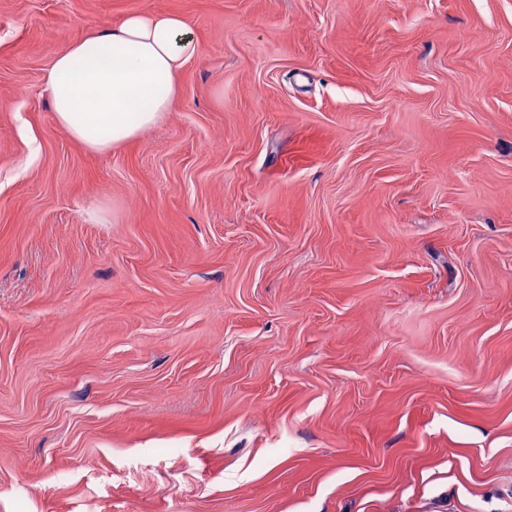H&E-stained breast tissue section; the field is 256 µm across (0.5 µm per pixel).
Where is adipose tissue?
<instances>
[{
	"instance_id": "ef3b65f1",
	"label": "adipose tissue",
	"mask_w": 512,
	"mask_h": 512,
	"mask_svg": "<svg viewBox=\"0 0 512 512\" xmlns=\"http://www.w3.org/2000/svg\"><path fill=\"white\" fill-rule=\"evenodd\" d=\"M198 52L180 15L150 11L68 43L44 75L56 121L88 150L108 152L164 121Z\"/></svg>"
}]
</instances>
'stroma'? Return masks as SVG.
Returning a JSON list of instances; mask_svg holds the SVG:
<instances>
[{"mask_svg":"<svg viewBox=\"0 0 512 512\" xmlns=\"http://www.w3.org/2000/svg\"><path fill=\"white\" fill-rule=\"evenodd\" d=\"M144 10L90 151L44 74ZM0 512H512V0H0ZM198 52L180 15L150 11L68 43L44 75L56 121L88 150L106 153L164 121L181 68Z\"/></svg>","mask_w":512,"mask_h":512,"instance_id":"35a3bbf8","label":"stroma"}]
</instances>
